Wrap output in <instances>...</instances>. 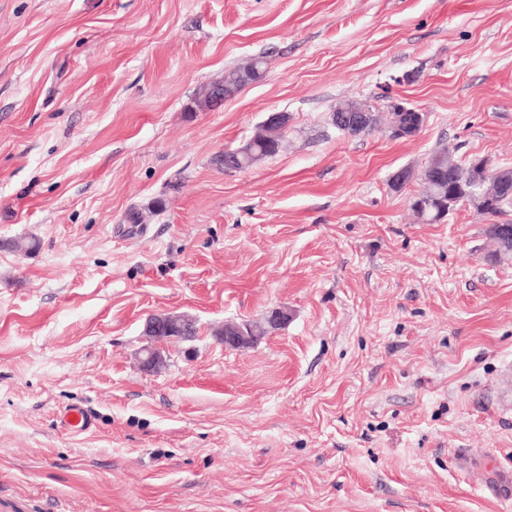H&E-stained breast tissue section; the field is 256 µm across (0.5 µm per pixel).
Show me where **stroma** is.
Here are the masks:
<instances>
[{
  "mask_svg": "<svg viewBox=\"0 0 512 512\" xmlns=\"http://www.w3.org/2000/svg\"><path fill=\"white\" fill-rule=\"evenodd\" d=\"M348 99L425 123L350 137ZM443 148L512 169V0H0V512H512V250L391 184ZM166 312L197 334L149 372ZM253 60L255 61L257 69L253 68L252 66H248L243 69L233 70L224 77V80L239 85L241 88L249 83L262 79L263 72L266 71L265 61L261 56L253 58ZM389 119L387 124L384 126V131L389 134L392 138L410 137L407 134V128L411 126L408 119L413 118L417 126L422 127L425 121V117L422 112H418L414 107H408L402 103L394 104L389 110ZM406 112L419 113L414 117H407ZM405 120H400V119ZM269 119L279 126L282 133L287 130L289 121L287 113L274 112L269 116ZM282 133L278 131L277 126L268 127L266 136L256 140L248 154L240 156L241 165L239 170L248 169L266 158L275 156L282 146ZM192 320L185 315L179 314H157L151 316L146 322L145 334L153 342L150 349H146L142 364L146 369L152 370L159 367L162 363V356L156 347L158 343L172 337L186 338L189 336H160L161 334H179L184 335L190 330ZM61 423L72 432H85L92 428L93 418L79 406H69L59 413Z\"/></svg>",
  "mask_w": 512,
  "mask_h": 512,
  "instance_id": "stroma-1",
  "label": "stroma"
}]
</instances>
